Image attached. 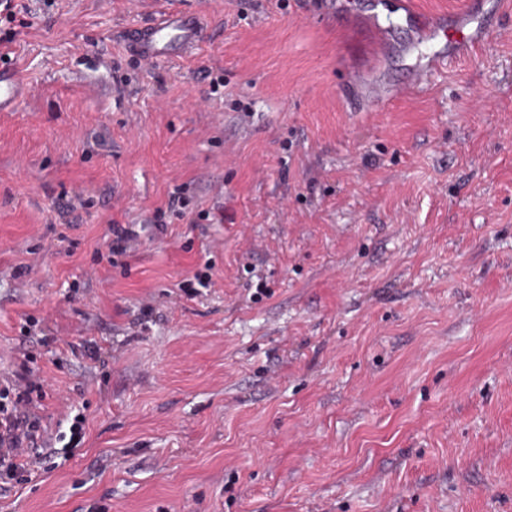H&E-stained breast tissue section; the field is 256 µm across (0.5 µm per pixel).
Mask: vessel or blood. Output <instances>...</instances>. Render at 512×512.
<instances>
[{"mask_svg": "<svg viewBox=\"0 0 512 512\" xmlns=\"http://www.w3.org/2000/svg\"><path fill=\"white\" fill-rule=\"evenodd\" d=\"M204 30L201 14L170 9L140 28L128 31L125 38L131 51L142 61L181 56L191 52L199 43ZM432 37H445L449 57L461 50L473 49L485 39L473 30L467 20H458L434 28ZM29 85L7 64L0 60V112H13L29 97Z\"/></svg>", "mask_w": 512, "mask_h": 512, "instance_id": "b4317fda", "label": "vessel or blood"}]
</instances>
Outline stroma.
<instances>
[{"instance_id":"stroma-1","label":"stroma","mask_w":512,"mask_h":512,"mask_svg":"<svg viewBox=\"0 0 512 512\" xmlns=\"http://www.w3.org/2000/svg\"><path fill=\"white\" fill-rule=\"evenodd\" d=\"M25 2L0 378L85 438L0 512H512V12L413 0L497 21L414 90L397 0ZM174 6L199 45L140 62ZM203 30L201 14L173 8L145 26L128 31L125 38L136 56L153 62L191 52ZM137 224H114L112 225V240L109 243V250L112 254H124L128 244L139 237L136 230Z\"/></svg>"}]
</instances>
